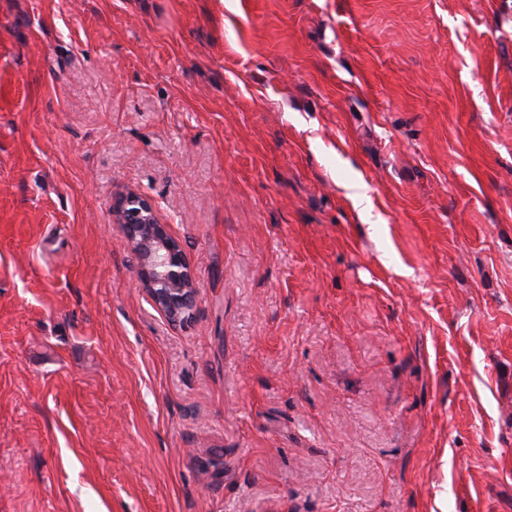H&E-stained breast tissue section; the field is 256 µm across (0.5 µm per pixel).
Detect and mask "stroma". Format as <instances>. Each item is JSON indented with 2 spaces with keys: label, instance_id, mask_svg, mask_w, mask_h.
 Returning a JSON list of instances; mask_svg holds the SVG:
<instances>
[{
  "label": "stroma",
  "instance_id": "35a3bbf8",
  "mask_svg": "<svg viewBox=\"0 0 512 512\" xmlns=\"http://www.w3.org/2000/svg\"><path fill=\"white\" fill-rule=\"evenodd\" d=\"M0 512H512V0H0ZM136 260L139 282L157 311L172 324L187 322L196 305V275L180 241L163 224L155 203L127 190L112 202Z\"/></svg>",
  "mask_w": 512,
  "mask_h": 512
}]
</instances>
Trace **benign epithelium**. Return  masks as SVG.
Wrapping results in <instances>:
<instances>
[{"label": "benign epithelium", "mask_w": 512, "mask_h": 512, "mask_svg": "<svg viewBox=\"0 0 512 512\" xmlns=\"http://www.w3.org/2000/svg\"><path fill=\"white\" fill-rule=\"evenodd\" d=\"M136 260L139 282L157 311L172 324L187 322L196 305V275L180 241L169 231L155 203L128 190L112 202Z\"/></svg>", "instance_id": "1"}]
</instances>
